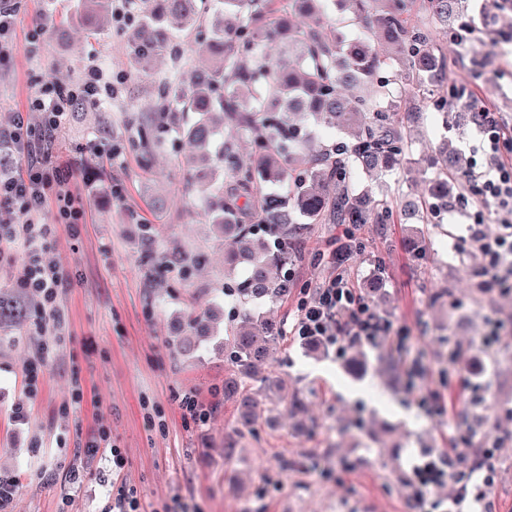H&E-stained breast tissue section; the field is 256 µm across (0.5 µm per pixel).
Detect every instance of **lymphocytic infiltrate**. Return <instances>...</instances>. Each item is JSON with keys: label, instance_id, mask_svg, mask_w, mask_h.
Instances as JSON below:
<instances>
[{"label": "lymphocytic infiltrate", "instance_id": "f902f5d3", "mask_svg": "<svg viewBox=\"0 0 512 512\" xmlns=\"http://www.w3.org/2000/svg\"><path fill=\"white\" fill-rule=\"evenodd\" d=\"M99 75L88 70L79 85L53 82L48 84L36 108L43 114L45 133L63 125L73 105L94 103L99 95ZM476 125L482 135V162L487 177L477 189L486 208L497 217L498 229L486 232L483 216H476L471 238L478 244L488 268L494 272L493 284L502 290L512 289V159L506 151L512 145L495 111L478 106ZM23 115H16L11 125L0 128V141L27 149L33 160L25 174L0 173V213L10 214V221L0 225V246L21 245L26 261L19 285L36 302L41 325L58 322L56 302L67 284L59 272L55 255L45 245L49 225L40 218L47 202V192L62 184L61 166L50 154L42 153L40 143L29 142L23 133ZM390 324L382 319L356 293L346 272H338L321 286L308 288L297 302L296 315L288 334L302 339L320 337L335 343L345 336L372 337L388 333Z\"/></svg>", "mask_w": 512, "mask_h": 512}]
</instances>
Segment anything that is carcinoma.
<instances>
[{"label":"carcinoma","instance_id":"cac0c4a2","mask_svg":"<svg viewBox=\"0 0 512 512\" xmlns=\"http://www.w3.org/2000/svg\"><path fill=\"white\" fill-rule=\"evenodd\" d=\"M136 0L141 22L126 35L131 59L141 65L163 55L171 29L206 26L210 55L187 85H158L161 104L140 122L143 167L160 142L153 130L171 129L199 155L187 160V184L201 195L206 215L227 245L229 265L248 266L249 275L231 282L224 294L242 306L253 299L288 294L282 269L291 261L288 240L310 224H417L424 210L448 207V174L464 172L462 157L443 150L426 180L424 202H405L393 216L358 190L361 175H385L400 165L408 142L398 120L402 101L390 93L401 83L411 95L433 100L448 112L443 90L445 63L432 37L436 25L452 27L466 0ZM351 16L330 36L320 27L324 11ZM80 22L106 27L112 0H77ZM274 43L297 65L278 67L264 52ZM224 113L227 129L213 114ZM312 118L327 129L346 130L349 141L314 144L302 133ZM253 139L258 162L244 164L236 151L242 135ZM277 184L281 193L265 192ZM31 301L0 291V329L23 321ZM211 310L189 323V333L173 340L190 352L205 335ZM280 340L276 324L244 310L224 338V357L243 380L271 365ZM224 396L237 397L244 424L258 423V400L235 381Z\"/></svg>","mask_w":512,"mask_h":512}]
</instances>
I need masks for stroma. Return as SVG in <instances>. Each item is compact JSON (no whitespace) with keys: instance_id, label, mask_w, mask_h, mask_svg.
Segmentation results:
<instances>
[{"instance_id":"stroma-1","label":"stroma","mask_w":512,"mask_h":512,"mask_svg":"<svg viewBox=\"0 0 512 512\" xmlns=\"http://www.w3.org/2000/svg\"><path fill=\"white\" fill-rule=\"evenodd\" d=\"M11 49L0 54V124L23 113L29 137L42 114L34 101L53 81L78 82L85 70L103 74L98 104L69 112L55 142V158L68 178L70 213L49 196L42 223L55 225L47 245L71 282L57 300L61 333L41 331L35 315L0 332V472L18 477L15 512H111L120 485L135 487L142 512H448L455 490L446 482L416 499L412 471L421 458L452 456L473 431L494 438L493 466L479 488L491 512H512V293L487 287L485 261L467 237L478 210L467 176H451L447 212L406 224H313L288 242L287 296L258 300L256 315L287 326L303 289L328 279L324 256L344 241L346 265L358 293L375 268L385 286L369 304L391 325L389 335L322 343L311 351L301 339H281L272 379L284 397H263L261 420L241 426L224 382L234 367L222 351L234 314L224 295V243L214 237L180 163L190 151L169 137L143 168L137 119L157 104L164 79L190 82L206 54L203 32L179 33L151 70L136 67L125 28L138 21L134 0H116L112 27L94 32L80 21L53 37L54 17L75 0H15ZM452 30L435 29L447 57L448 101L479 98L492 104L512 133V0H467ZM468 41H458L462 27ZM402 118L411 141L403 165L374 200L398 208L401 195L420 196L422 169L439 144L467 161L480 158L476 125L445 126L427 100ZM123 193L114 196L113 185ZM78 220L79 236L66 226ZM155 227V262L143 258L141 226ZM420 232L425 258L403 245ZM183 249L203 256L190 274L170 268L161 255ZM211 304L224 315L196 352L173 347L180 322ZM400 348L399 372L385 359ZM40 366L38 391L29 394L24 369ZM83 398L74 401V387ZM191 393L211 405L206 423L180 409ZM27 424L14 421L17 405ZM155 414L148 425L147 414ZM108 439L98 454L85 443ZM235 453L225 457L226 442ZM121 449L122 468L111 447ZM79 479H72V472Z\"/></svg>"}]
</instances>
